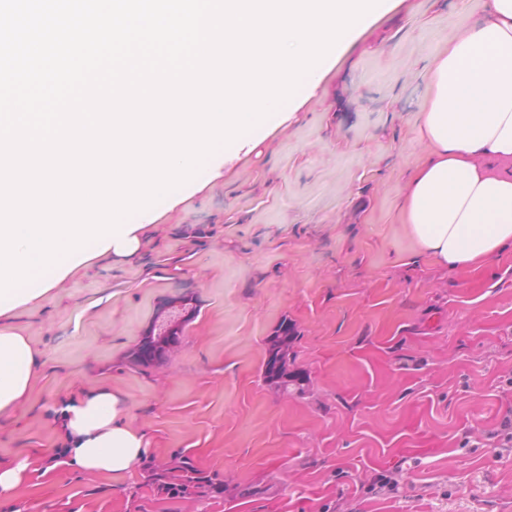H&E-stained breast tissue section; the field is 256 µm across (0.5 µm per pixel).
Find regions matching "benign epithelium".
<instances>
[{"mask_svg": "<svg viewBox=\"0 0 512 512\" xmlns=\"http://www.w3.org/2000/svg\"><path fill=\"white\" fill-rule=\"evenodd\" d=\"M194 301L190 296L167 299L140 338L145 346L144 357L159 363L167 358L181 341L182 327L193 315Z\"/></svg>", "mask_w": 512, "mask_h": 512, "instance_id": "7a95c632", "label": "benign epithelium"}]
</instances>
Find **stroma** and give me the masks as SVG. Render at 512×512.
Masks as SVG:
<instances>
[{
    "label": "stroma",
    "instance_id": "35a3bbf8",
    "mask_svg": "<svg viewBox=\"0 0 512 512\" xmlns=\"http://www.w3.org/2000/svg\"><path fill=\"white\" fill-rule=\"evenodd\" d=\"M486 0H392L314 95L254 151L163 211L130 258L79 266L0 318L30 344L0 412V463L27 459L0 512H512V249L483 266L418 253L398 203L432 59ZM198 313L167 359L127 361L165 299ZM303 382L263 375L282 320ZM106 384L146 451L121 477L62 463L58 410ZM184 457L223 485L159 490ZM394 487L372 489L377 475Z\"/></svg>",
    "mask_w": 512,
    "mask_h": 512
}]
</instances>
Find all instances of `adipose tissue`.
Here are the masks:
<instances>
[{
  "label": "adipose tissue",
  "instance_id": "obj_1",
  "mask_svg": "<svg viewBox=\"0 0 512 512\" xmlns=\"http://www.w3.org/2000/svg\"><path fill=\"white\" fill-rule=\"evenodd\" d=\"M416 137L428 148L400 205L420 253L446 266L482 265L512 247V0H489L483 23L462 29L432 61ZM35 368L23 336L0 330V411L23 399ZM110 389L60 410L71 467L121 476L142 456Z\"/></svg>",
  "mask_w": 512,
  "mask_h": 512
}]
</instances>
